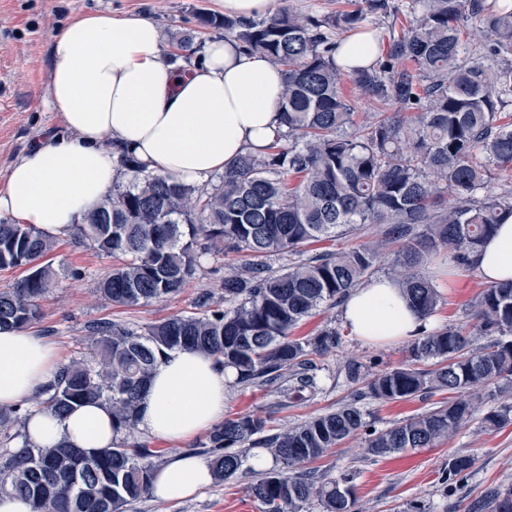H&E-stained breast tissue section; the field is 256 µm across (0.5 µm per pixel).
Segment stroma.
Here are the masks:
<instances>
[{"label": "stroma", "mask_w": 512, "mask_h": 512, "mask_svg": "<svg viewBox=\"0 0 512 512\" xmlns=\"http://www.w3.org/2000/svg\"><path fill=\"white\" fill-rule=\"evenodd\" d=\"M217 11L215 0H0V186L8 167L23 150L50 131H58L60 118L49 103L48 78L51 45L69 18L102 12L115 16H144L157 23L170 52L186 62L194 61L203 46L223 37V29L206 27L200 15ZM191 38L187 51L178 43ZM56 247L47 260L57 272L56 283L43 301V316L32 326L55 351L58 364H67L83 351L90 324L118 322L137 329L194 310L198 293H220L223 260H201L196 277L171 298L137 307H118L101 299L95 287L112 270V258L100 255L72 234L56 236ZM422 272L438 290L441 301L432 315L435 329L463 326L473 330L474 342L486 344L487 336L475 333L473 301L484 289L475 269L449 268L435 256ZM335 328L340 340L335 349L315 356L318 388L315 393L292 399L276 386L243 387L227 382L224 416L242 414L264 417L268 432L275 433L311 417L356 403L366 420L383 429L411 415L431 410L446 401L445 393L417 396L407 401L383 403L370 397L364 382L350 381L349 361L360 362L366 373L394 368L407 360L406 343L373 344L352 336L342 319L341 307H323L295 329L297 339H309L322 329ZM483 411L452 439L429 448H412L388 457L366 453L363 436L347 440L325 458L312 463L316 475H355L359 512H407L409 506L423 512H475L485 493L501 484H512V424L497 431L484 430ZM128 445L144 444L159 450L157 465L176 453L205 457L206 433L171 444L138 428L124 432ZM467 454L474 465L464 482L448 485L445 476L450 457ZM252 474L213 482L197 495L179 502L162 503L153 496L131 503L127 512H263V505L247 490Z\"/></svg>", "instance_id": "1"}]
</instances>
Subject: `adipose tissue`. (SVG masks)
I'll use <instances>...</instances> for the list:
<instances>
[{"label": "adipose tissue", "mask_w": 512, "mask_h": 512, "mask_svg": "<svg viewBox=\"0 0 512 512\" xmlns=\"http://www.w3.org/2000/svg\"><path fill=\"white\" fill-rule=\"evenodd\" d=\"M377 37L356 33L340 43L342 68L371 65ZM50 101L65 128L10 164L0 187V214L47 235L66 233L111 191L120 153L149 171L201 186L285 132L279 102L284 74L233 39L211 41L201 62L187 66L164 44L161 29L142 16L89 13L70 19L51 47ZM487 283L512 280V218L474 256ZM353 335L371 343L403 342L432 327L389 278L355 288L343 307ZM54 350L26 328L0 327V407L39 395L53 379ZM234 368L178 350L161 357L137 426L167 442H183L224 418V388ZM28 442L68 441L94 452L111 446L112 410L100 401L57 416L32 412ZM209 465L189 454L160 468L150 489L157 501L188 498L211 485Z\"/></svg>", "instance_id": "1"}]
</instances>
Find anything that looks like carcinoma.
Masks as SVG:
<instances>
[{
    "label": "carcinoma",
    "mask_w": 512,
    "mask_h": 512,
    "mask_svg": "<svg viewBox=\"0 0 512 512\" xmlns=\"http://www.w3.org/2000/svg\"><path fill=\"white\" fill-rule=\"evenodd\" d=\"M399 11L392 0H355L352 10L301 16L289 8L259 21L202 19L224 29L243 51L260 54L284 72L280 109L286 125L261 154L242 156L219 184L196 189L153 174L129 155L127 176L74 226L73 235L121 264L97 286L114 305L133 307L179 294L201 258L231 254L224 272V305L210 291L197 312L138 331L121 323L89 326L86 352L60 367L35 402L56 415L102 400L112 427L136 425L152 371L168 351L193 350L236 370L241 386H286L300 397L316 388L310 355L338 344L336 329L309 340L292 337L307 317L340 303L399 244L392 278L424 317L440 295L420 272L434 254L452 267L473 266V254L512 217V187L496 192L493 171L512 164V0H409L408 26L390 37L385 57L348 77L377 106L362 121L340 92L337 31H370L369 22ZM484 34L481 59L469 58L466 22ZM366 224L379 231L349 250L312 252L308 246L350 235ZM54 242L28 224L0 222V270L26 275L0 290V326L25 327L42 315L41 301L57 273L40 260ZM294 261L273 271L272 255ZM488 344L473 346L463 328L423 334L408 346V363L366 380L382 402L451 391L456 399L384 429L354 404L265 434L266 419L243 414L209 433V464L218 481L238 476L252 448H264L270 468L252 470L250 494L264 512H357L354 476L319 478L306 471L344 440L365 434L376 457L427 448L456 436L475 409L512 397V282L491 285L473 305ZM512 422L501 403L484 428ZM158 451L117 440L87 453L61 441L0 458V495L25 498L31 512H126L150 492ZM474 459L448 460V484L463 480ZM480 508L512 512V485L489 492Z\"/></svg>",
    "instance_id": "carcinoma-1"
}]
</instances>
